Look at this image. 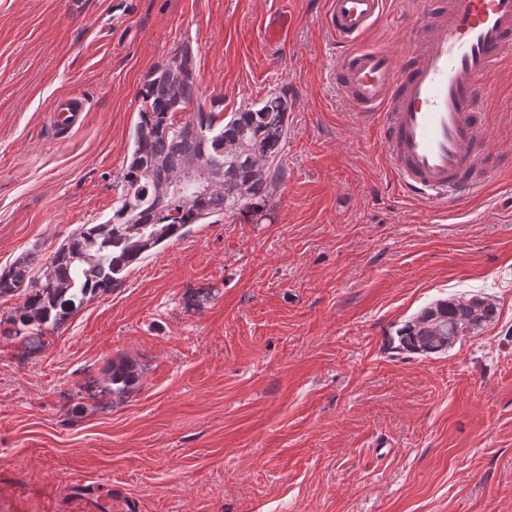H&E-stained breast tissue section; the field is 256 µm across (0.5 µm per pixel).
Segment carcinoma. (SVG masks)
Returning a JSON list of instances; mask_svg holds the SVG:
<instances>
[{"instance_id":"1","label":"carcinoma","mask_w":512,"mask_h":512,"mask_svg":"<svg viewBox=\"0 0 512 512\" xmlns=\"http://www.w3.org/2000/svg\"><path fill=\"white\" fill-rule=\"evenodd\" d=\"M172 56L179 59L176 73L163 61L143 80L133 147L112 216L76 229L46 258L38 277L32 275V254L0 267V296H25L10 322L15 335L32 346L87 297L120 287L129 268L153 256L161 244L212 216L244 211L265 198L280 175L278 161L288 139L286 94L270 93L220 118L200 99L192 45L181 44ZM179 112L187 113L185 120H175ZM193 165L212 169L214 181L202 189L186 181ZM496 314V304L480 295L438 300L398 329L397 348L445 353L478 334ZM136 380L134 365L112 361L109 381L116 390H127Z\"/></svg>"}]
</instances>
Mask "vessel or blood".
Listing matches in <instances>:
<instances>
[{
  "label": "vessel or blood",
  "mask_w": 512,
  "mask_h": 512,
  "mask_svg": "<svg viewBox=\"0 0 512 512\" xmlns=\"http://www.w3.org/2000/svg\"><path fill=\"white\" fill-rule=\"evenodd\" d=\"M386 0H329L325 25L338 51L336 88L364 117H379L386 167L403 196L438 210L459 205L495 165L483 137L480 102L491 70L512 58V0H415L400 54L358 42ZM87 104L70 95L52 113L72 130Z\"/></svg>",
  "instance_id": "vessel-or-blood-1"
}]
</instances>
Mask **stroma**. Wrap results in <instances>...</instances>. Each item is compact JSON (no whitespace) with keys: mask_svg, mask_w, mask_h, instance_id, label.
I'll return each mask as SVG.
<instances>
[{"mask_svg":"<svg viewBox=\"0 0 512 512\" xmlns=\"http://www.w3.org/2000/svg\"><path fill=\"white\" fill-rule=\"evenodd\" d=\"M327 2L0 0V266L111 216L144 76L182 43L206 108L289 107L253 209L192 225L32 353L23 296H0V512H512V165L446 210L402 196L336 89ZM488 84L485 138L512 158V64ZM72 94L86 119L60 135ZM474 294L497 305L478 335L396 349ZM52 122L61 130H72L83 125L87 104L83 98L70 95L61 98L52 111ZM137 372L133 364L123 359L113 360L109 381L112 383V391H124L129 389L137 380ZM113 386H116L113 389Z\"/></svg>","mask_w":512,"mask_h":512,"instance_id":"35a3bbf8","label":"stroma"}]
</instances>
